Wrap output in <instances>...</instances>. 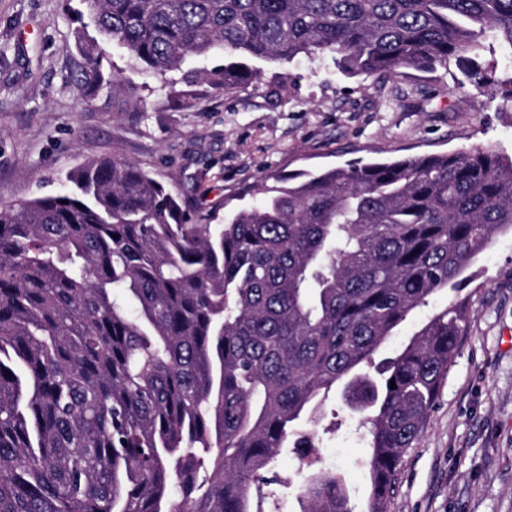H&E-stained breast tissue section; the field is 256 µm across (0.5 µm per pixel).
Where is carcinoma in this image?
<instances>
[{
  "label": "carcinoma",
  "mask_w": 512,
  "mask_h": 512,
  "mask_svg": "<svg viewBox=\"0 0 512 512\" xmlns=\"http://www.w3.org/2000/svg\"><path fill=\"white\" fill-rule=\"evenodd\" d=\"M80 2L166 86L189 57L224 52L203 75L226 95L261 82L253 60L323 54L347 78L453 63L490 87L486 42L512 51V0ZM75 43L85 87L118 86L103 49ZM253 192L223 223H193L150 172L100 159L55 195L0 203V512H260L252 489L290 440L308 453L300 512H352L309 428L339 384L368 424L366 512H388L464 302L380 377L361 365L512 231V157L472 146L271 173L238 200Z\"/></svg>",
  "instance_id": "cac0c4a2"
}]
</instances>
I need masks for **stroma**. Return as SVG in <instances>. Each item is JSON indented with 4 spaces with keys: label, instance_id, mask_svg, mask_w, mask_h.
Masks as SVG:
<instances>
[{
    "label": "stroma",
    "instance_id": "stroma-1",
    "mask_svg": "<svg viewBox=\"0 0 512 512\" xmlns=\"http://www.w3.org/2000/svg\"><path fill=\"white\" fill-rule=\"evenodd\" d=\"M78 0H0V202L59 192L86 161L140 165L198 216L224 221V202L264 174L481 146L512 156V112L491 91L451 75L402 70L386 81L350 79L329 57L264 64L254 88L231 95L196 81L223 53L190 57L174 91L107 50L104 75L125 83L85 92L73 31ZM140 99L141 109L126 103ZM461 289L417 308L375 354L383 369L436 310L467 304L468 325L417 448L405 456L390 512H512V231L497 236ZM319 465L341 471L363 512L368 448L360 416L339 392L323 405Z\"/></svg>",
    "mask_w": 512,
    "mask_h": 512
}]
</instances>
